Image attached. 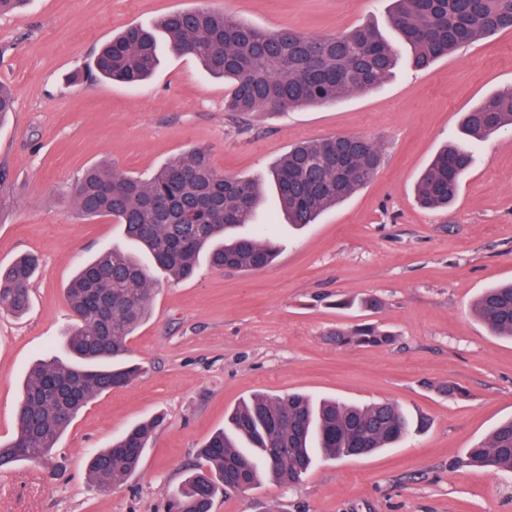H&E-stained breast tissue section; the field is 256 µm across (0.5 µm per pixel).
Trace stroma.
<instances>
[{"instance_id":"1","label":"stroma","mask_w":512,"mask_h":512,"mask_svg":"<svg viewBox=\"0 0 512 512\" xmlns=\"http://www.w3.org/2000/svg\"><path fill=\"white\" fill-rule=\"evenodd\" d=\"M205 6L251 25L315 36L373 24L390 34L392 0H31L0 15V84L14 110L0 124V267L38 255L31 308L0 311V441L38 357L62 352L75 324L66 288L79 266L124 245L111 219L78 215L70 190L106 162L146 179L193 147L227 176L259 180L255 221L271 224L276 261L254 272L200 264L175 281L154 273L150 312L129 340L140 374L88 402L58 443V475L21 463L0 471V512H164L224 416L256 391L303 392L357 404L398 403L428 420L400 445L326 461L292 487L264 483L217 495L213 512H512V474L468 466V448L512 418V341L472 310L484 289L512 281V130L476 144L464 112L512 88V31L459 47L429 68L407 52L389 81L335 103L242 120L229 84L160 47L144 84L81 75L127 26L155 27ZM341 135L381 145L373 180L316 223L281 222L269 172L298 142ZM470 150L456 200L423 208L415 182L443 148ZM374 297L378 310L360 307ZM371 323L389 346H340L332 331ZM463 390L451 398L439 384ZM163 415L139 470L99 489L88 462L133 424Z\"/></svg>"}]
</instances>
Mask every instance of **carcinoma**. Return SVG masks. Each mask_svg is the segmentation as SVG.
<instances>
[{
    "label": "carcinoma",
    "instance_id": "carcinoma-1",
    "mask_svg": "<svg viewBox=\"0 0 512 512\" xmlns=\"http://www.w3.org/2000/svg\"><path fill=\"white\" fill-rule=\"evenodd\" d=\"M394 2L391 24L411 47L413 65L420 70L463 44L512 31V0ZM159 28L173 52L184 51L209 72L231 80L227 109L241 117L330 104L378 88L397 63L393 47L370 25L318 37L291 28L253 27L200 7L164 15ZM158 61L155 35L132 25L101 48L86 72L136 85ZM505 128H512V89L485 98L462 123L464 134L476 141ZM381 159V148L358 136L295 145L272 171L279 211L290 224L314 223L367 185ZM471 162L465 150L444 149L418 179L420 205L448 207ZM72 196L82 216L108 217L121 225L126 240L149 253L153 269L174 279L193 277L202 255L216 268L255 271L279 251L276 238L253 223L262 203L260 183L224 176L202 148L167 161L147 180L105 165L91 167L75 181ZM37 265L38 258L26 254L0 269L1 310L20 314L27 309ZM151 285L150 269L125 248H108L81 266L66 290L78 327L66 337L63 355L41 360L31 370L15 409L16 432L0 443V469L18 462L48 466L85 404L137 375L139 367L127 360L128 342L149 313ZM474 311L494 335L512 340V282L485 290ZM334 336L341 346L392 341L369 325ZM161 424L160 417L139 422L98 451L89 463L97 486L127 480ZM411 428L392 401L360 405L301 393H254L198 449L196 468L171 494L167 512H211L219 491L242 485L249 490L264 479L292 486L318 458L371 455L399 443ZM467 461L512 472V419L468 449Z\"/></svg>",
    "mask_w": 512,
    "mask_h": 512
}]
</instances>
